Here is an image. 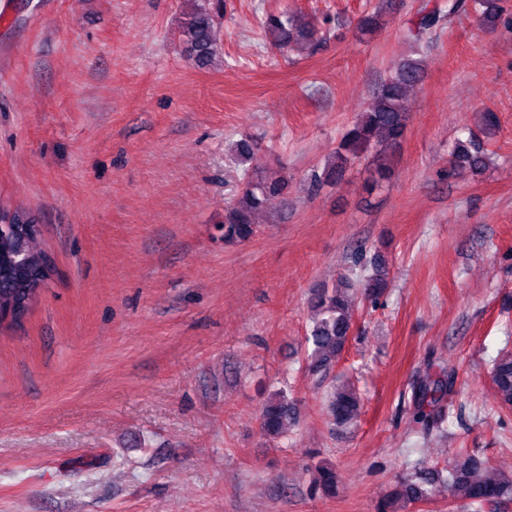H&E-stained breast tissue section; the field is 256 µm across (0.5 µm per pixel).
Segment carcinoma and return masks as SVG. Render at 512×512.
Instances as JSON below:
<instances>
[{"label": "carcinoma", "mask_w": 512, "mask_h": 512, "mask_svg": "<svg viewBox=\"0 0 512 512\" xmlns=\"http://www.w3.org/2000/svg\"><path fill=\"white\" fill-rule=\"evenodd\" d=\"M194 8L185 14L181 33L188 57L198 66H207L220 54L217 19L224 17L225 0H193ZM480 21L496 25L504 15L512 13V0H471ZM465 7V0H447L446 8L428 7L424 3L403 31L402 37L421 50L433 35ZM264 34L281 48L317 46L325 34L316 25L299 26L286 12L267 13L258 21ZM424 70L423 55L404 60L381 79L367 110L343 133L331 159L322 172L312 174L313 186L336 183L346 169L363 155L381 144L395 150L401 143L406 127L404 101L407 91L420 80ZM258 149L253 140H238L233 152L235 161L244 164ZM450 173L467 168L481 172L486 164L482 142L473 135L466 142L457 141L453 148ZM391 161L377 153L374 156L368 187L374 189L389 181ZM288 180L277 172L266 175L243 174L239 191L224 202V220L218 225L224 244L251 240L258 232L254 222L257 210L286 194ZM41 230L32 212L23 207L0 204V311L6 312L23 304L22 316L10 320L19 324L27 316L52 271L51 262L39 247ZM372 273L364 281L340 278L330 288L317 290L311 301L315 313L308 341L312 350L307 355V371L312 376L327 374L336 358L345 349L351 329L353 294L363 290L378 297L388 287L385 266L380 257L371 260ZM492 383L502 408H512V351L493 360ZM456 370L442 369L434 376L423 377L413 393V420L425 434L440 428L445 418L444 402L456 393ZM361 398L348 384L335 385L329 392L326 410L341 426L353 423L359 416ZM298 420L295 403L283 390L271 394L261 410V429L270 439L287 436L289 427ZM486 462L466 448L457 451L456 460L448 469V495L462 500L460 512H490L488 506L512 501V472L493 477L483 476ZM316 477L310 488L325 497L336 495V470L329 463L315 466ZM442 475L430 468H418L412 475L396 482L394 489L377 505V512H399L410 503L436 499Z\"/></svg>", "instance_id": "obj_1"}]
</instances>
